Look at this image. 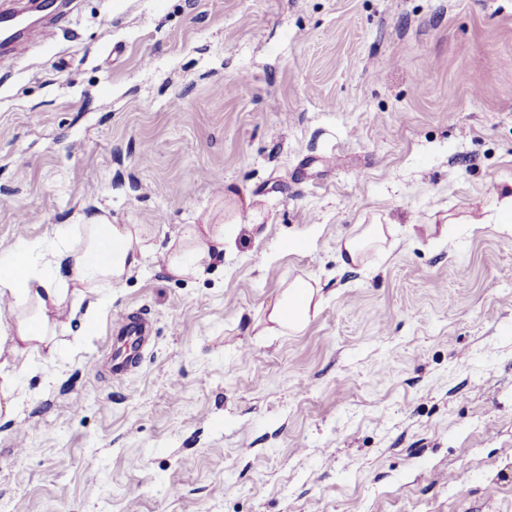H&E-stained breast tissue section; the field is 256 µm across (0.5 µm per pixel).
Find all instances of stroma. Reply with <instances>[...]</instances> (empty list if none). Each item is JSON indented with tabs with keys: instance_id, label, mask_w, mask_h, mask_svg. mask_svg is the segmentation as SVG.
<instances>
[{
	"instance_id": "1",
	"label": "stroma",
	"mask_w": 512,
	"mask_h": 512,
	"mask_svg": "<svg viewBox=\"0 0 512 512\" xmlns=\"http://www.w3.org/2000/svg\"><path fill=\"white\" fill-rule=\"evenodd\" d=\"M70 2L0 59V254L102 214L153 254L9 362L0 512H512V236L462 222L512 183V0ZM188 224L235 246L176 279ZM298 276L325 301L270 335ZM358 224L354 234L340 241L336 248L338 261L342 270H354L366 250L375 248L384 254H388L393 245L388 236L394 235L392 224ZM388 245V248L385 246ZM115 325L121 336H116L120 346L112 357L111 369L112 374L123 375L135 367L138 361L136 349L147 341L149 332L145 321L134 319L129 314L120 315Z\"/></svg>"
}]
</instances>
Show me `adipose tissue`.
<instances>
[{
  "instance_id": "obj_1",
  "label": "adipose tissue",
  "mask_w": 512,
  "mask_h": 512,
  "mask_svg": "<svg viewBox=\"0 0 512 512\" xmlns=\"http://www.w3.org/2000/svg\"><path fill=\"white\" fill-rule=\"evenodd\" d=\"M389 224L357 227L336 251L341 269L357 266L366 250H384ZM224 227L194 224L172 242L163 257L165 271L177 278L201 277L224 255ZM142 224L91 223L56 229L52 242L0 254V303L12 321L0 325V358L54 356L59 337L82 340L91 322L112 303V288L138 269L151 253ZM323 301L318 280L298 278L281 291L268 319L279 332H297Z\"/></svg>"
}]
</instances>
